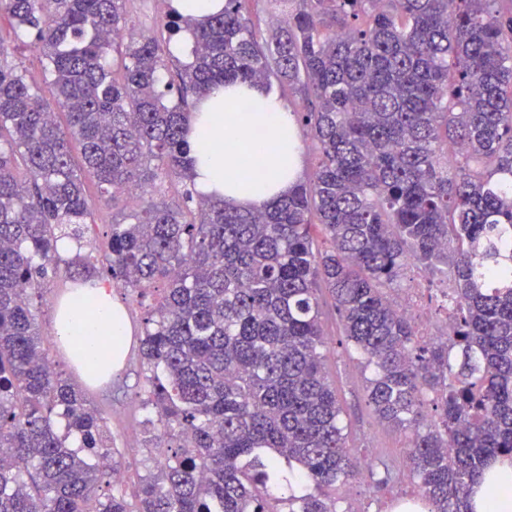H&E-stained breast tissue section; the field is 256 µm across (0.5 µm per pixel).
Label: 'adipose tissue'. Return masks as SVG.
Returning a JSON list of instances; mask_svg holds the SVG:
<instances>
[{"label": "adipose tissue", "mask_w": 512, "mask_h": 512, "mask_svg": "<svg viewBox=\"0 0 512 512\" xmlns=\"http://www.w3.org/2000/svg\"><path fill=\"white\" fill-rule=\"evenodd\" d=\"M250 109L238 111L239 102ZM272 139L276 152L255 186L241 189L237 174L250 161L256 136ZM187 139L195 159L189 176L196 192L234 208L261 209L287 195L301 175L300 144L294 114L276 95L250 83L211 89L200 97L187 122ZM58 339L84 369L112 370L123 358V340L130 333L121 304L97 285L64 299L55 313ZM471 512H512V462L500 460L474 487Z\"/></svg>", "instance_id": "adipose-tissue-1"}]
</instances>
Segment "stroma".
Here are the masks:
<instances>
[{
  "instance_id": "1",
  "label": "stroma",
  "mask_w": 512,
  "mask_h": 512,
  "mask_svg": "<svg viewBox=\"0 0 512 512\" xmlns=\"http://www.w3.org/2000/svg\"><path fill=\"white\" fill-rule=\"evenodd\" d=\"M70 279L58 274L44 282L36 299L38 322L44 347L57 372L80 379L54 329L55 309L68 293ZM322 321L326 334V372L338 391L348 424V443L356 455H369L370 474L357 477L351 489H337L336 496L350 512H394L398 497L414 493L417 481L407 460V435L380 422L365 397V373L357 355L341 344L342 327L328 291H321ZM144 371L137 350H130L123 365L106 379L88 385L87 398L107 422L112 446L118 451L120 468L130 480L126 493H134L141 477L152 468L150 451L145 446L148 433L145 421L153 417L152 408L143 407L146 397Z\"/></svg>"
}]
</instances>
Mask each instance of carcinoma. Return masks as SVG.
<instances>
[{
    "instance_id": "1",
    "label": "carcinoma",
    "mask_w": 512,
    "mask_h": 512,
    "mask_svg": "<svg viewBox=\"0 0 512 512\" xmlns=\"http://www.w3.org/2000/svg\"><path fill=\"white\" fill-rule=\"evenodd\" d=\"M128 2L0 0L51 75L34 85L0 46V512H339L329 489L371 463L326 373L322 287L370 370L369 406L411 433L423 503L468 512L512 458V0H289L267 34L247 17L258 0L204 22L169 4L162 29L193 46L166 83L158 39L125 32ZM234 81L303 99L318 155L259 211L187 183L185 96ZM75 143L102 198L170 178L181 201L139 198L66 261L59 242L95 213ZM410 262L452 282L450 334L423 340L396 312L387 290ZM72 263L83 288L97 276L153 300L138 338L160 431L147 443L176 451L132 500L97 497L118 468L110 433L47 366L33 295Z\"/></svg>"
}]
</instances>
